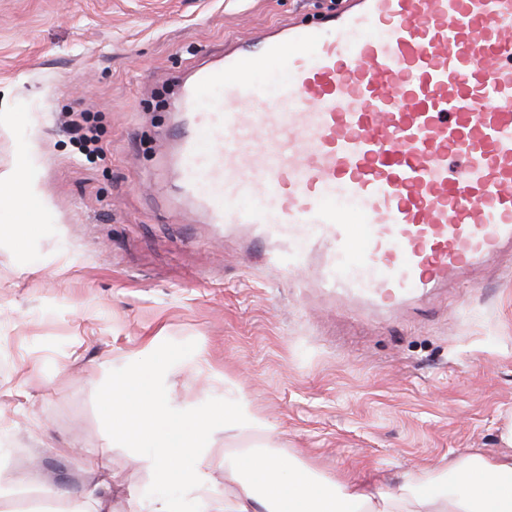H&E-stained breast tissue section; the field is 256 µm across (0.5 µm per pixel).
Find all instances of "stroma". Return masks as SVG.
<instances>
[{
    "mask_svg": "<svg viewBox=\"0 0 512 512\" xmlns=\"http://www.w3.org/2000/svg\"><path fill=\"white\" fill-rule=\"evenodd\" d=\"M341 0H0V173L28 151L35 208L0 196V485L66 507L112 486V512L181 497L144 449L112 442L100 401L136 382L152 347L173 365L172 403L209 411L224 440L235 385L274 430V455L322 483L390 484L411 469L495 455L512 426V253L398 307L325 296L307 271L251 257L192 212L167 219L159 172L173 80L224 42L311 21ZM95 114L104 160L74 147L71 114ZM150 394L149 382H136ZM99 467L84 468L85 458Z\"/></svg>",
    "mask_w": 512,
    "mask_h": 512,
    "instance_id": "stroma-1",
    "label": "stroma"
}]
</instances>
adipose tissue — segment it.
I'll return each mask as SVG.
<instances>
[{"label": "adipose tissue", "instance_id": "1", "mask_svg": "<svg viewBox=\"0 0 512 512\" xmlns=\"http://www.w3.org/2000/svg\"><path fill=\"white\" fill-rule=\"evenodd\" d=\"M139 372L150 381V398L135 395L126 384L102 398L112 437L123 447L139 448L160 423H168L171 435L156 446L147 468L160 480L177 476L195 494L200 512H512V432L495 456L449 460L453 482L446 487L438 486L435 474L418 470L406 472L393 488L353 479L323 487L303 468L275 456L251 451L235 457L214 448L209 412L183 423L168 399L175 373L156 360L152 349L144 350ZM190 448L198 451L191 461L186 458ZM217 464L224 468L223 488L205 487L204 470ZM247 470L252 473L248 479L243 476Z\"/></svg>", "mask_w": 512, "mask_h": 512}]
</instances>
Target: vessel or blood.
Returning a JSON list of instances; mask_svg holds the SVG:
<instances>
[{
  "instance_id": "1",
  "label": "vessel or blood",
  "mask_w": 512,
  "mask_h": 512,
  "mask_svg": "<svg viewBox=\"0 0 512 512\" xmlns=\"http://www.w3.org/2000/svg\"><path fill=\"white\" fill-rule=\"evenodd\" d=\"M169 109L175 191L292 269L319 253L327 292L391 306L512 246V0H346L202 62Z\"/></svg>"
}]
</instances>
